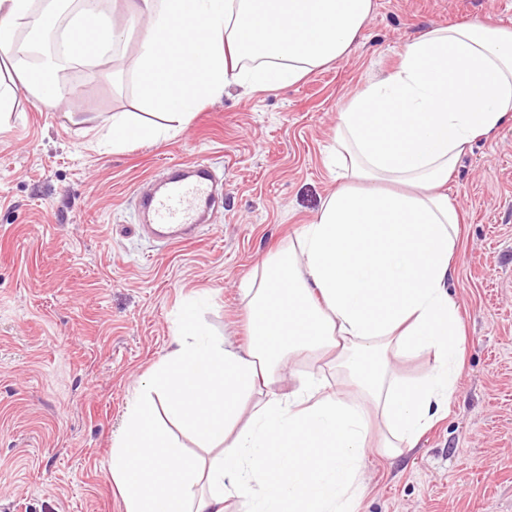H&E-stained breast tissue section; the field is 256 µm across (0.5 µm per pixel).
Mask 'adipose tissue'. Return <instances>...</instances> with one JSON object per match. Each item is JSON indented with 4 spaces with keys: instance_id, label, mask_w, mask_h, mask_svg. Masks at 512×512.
Wrapping results in <instances>:
<instances>
[{
    "instance_id": "obj_1",
    "label": "adipose tissue",
    "mask_w": 512,
    "mask_h": 512,
    "mask_svg": "<svg viewBox=\"0 0 512 512\" xmlns=\"http://www.w3.org/2000/svg\"><path fill=\"white\" fill-rule=\"evenodd\" d=\"M33 3L0 0V56L17 61L20 81L0 85L1 124L18 87L56 107L65 92L55 73L93 64L123 37L94 0L62 27L54 0L38 12ZM128 11L145 26L142 105L169 123L115 113L102 138L116 148L177 135L228 87L276 90L342 60L373 0H129ZM510 121L512 30L476 20L404 44L397 68L339 114L336 192L297 249L244 281L248 345L208 338L196 307L180 310L174 349L112 444L125 512H225L232 499L243 512H359L368 455L414 448L456 391L464 328L448 284L461 215L447 185L471 142ZM327 351L343 377L335 392L311 378L281 391L279 370ZM424 355L420 381L396 376L395 362ZM157 395L212 460L180 452L156 419Z\"/></svg>"
}]
</instances>
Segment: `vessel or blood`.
Returning a JSON list of instances; mask_svg holds the SVG:
<instances>
[{
    "instance_id": "obj_1",
    "label": "vessel or blood",
    "mask_w": 512,
    "mask_h": 512,
    "mask_svg": "<svg viewBox=\"0 0 512 512\" xmlns=\"http://www.w3.org/2000/svg\"><path fill=\"white\" fill-rule=\"evenodd\" d=\"M212 167L197 161L178 169L162 188L141 199L154 238L168 245L192 240L202 216L213 206Z\"/></svg>"
}]
</instances>
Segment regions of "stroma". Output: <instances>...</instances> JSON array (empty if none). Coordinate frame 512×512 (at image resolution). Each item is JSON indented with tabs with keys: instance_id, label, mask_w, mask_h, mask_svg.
<instances>
[{
	"instance_id": "1",
	"label": "stroma",
	"mask_w": 512,
	"mask_h": 512,
	"mask_svg": "<svg viewBox=\"0 0 512 512\" xmlns=\"http://www.w3.org/2000/svg\"><path fill=\"white\" fill-rule=\"evenodd\" d=\"M101 11L125 32L114 55L60 71L55 108L19 90L0 127V512H125L113 439L179 307L201 300L206 330L244 345L239 285L336 189L324 159L346 101L427 29L484 16L512 29V0H374L341 61L275 91L230 87L178 136L115 151L85 120L139 112L143 28L126 0ZM201 160L222 206L196 239L155 242L139 192ZM448 195L462 214L448 288L466 333L458 389L415 448L369 454L362 512H512V122L471 144Z\"/></svg>"
}]
</instances>
